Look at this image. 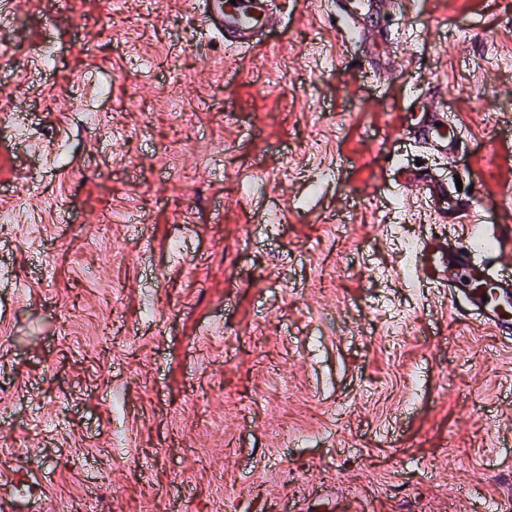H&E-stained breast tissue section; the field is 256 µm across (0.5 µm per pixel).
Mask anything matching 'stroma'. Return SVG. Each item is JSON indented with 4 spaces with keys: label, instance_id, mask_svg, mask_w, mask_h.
Here are the masks:
<instances>
[{
    "label": "stroma",
    "instance_id": "1",
    "mask_svg": "<svg viewBox=\"0 0 512 512\" xmlns=\"http://www.w3.org/2000/svg\"><path fill=\"white\" fill-rule=\"evenodd\" d=\"M0 34V439L48 512H473L512 499V339L415 286L406 243L512 258V0H407L348 39L275 0L261 47L188 0H14ZM54 54L53 67L43 64ZM193 93L169 110L176 75ZM106 111L84 127L74 103ZM463 126L451 160L414 139ZM460 178L454 224L408 198ZM149 223H138L139 215Z\"/></svg>",
    "mask_w": 512,
    "mask_h": 512
}]
</instances>
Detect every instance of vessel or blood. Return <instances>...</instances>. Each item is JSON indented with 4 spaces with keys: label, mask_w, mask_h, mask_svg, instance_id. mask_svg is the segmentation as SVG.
<instances>
[{
    "label": "vessel or blood",
    "mask_w": 512,
    "mask_h": 512,
    "mask_svg": "<svg viewBox=\"0 0 512 512\" xmlns=\"http://www.w3.org/2000/svg\"><path fill=\"white\" fill-rule=\"evenodd\" d=\"M203 2L212 33L240 46L254 44L261 30L273 28L278 22L267 0ZM394 6L395 0H333L332 10L351 32L364 39L373 34L368 25L370 18ZM419 136L431 153L440 158L452 157L460 144L457 128L444 112L429 113ZM408 185L418 195L430 199L435 207L451 214L466 208L456 187L440 176L419 173L409 179ZM416 263L423 277L440 288L445 285L440 268L452 264L462 271L468 281L467 290L448 298V309L454 318L475 319L499 335L512 334L511 274L489 270L486 260L478 258L468 243L452 247L440 238L424 243L416 254ZM50 482V474L38 467H0V488L18 490L23 499L32 492L44 493Z\"/></svg>",
    "instance_id": "b4317fda"
}]
</instances>
